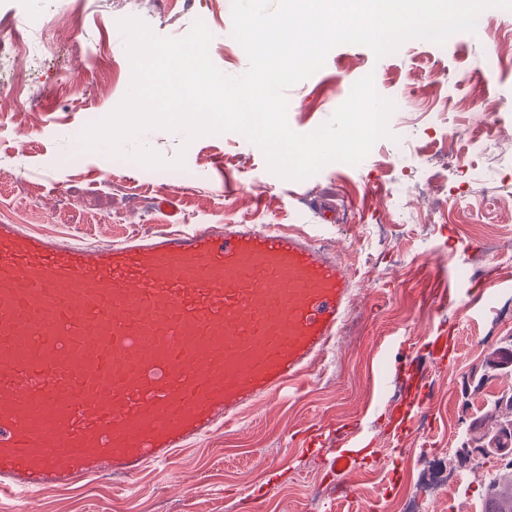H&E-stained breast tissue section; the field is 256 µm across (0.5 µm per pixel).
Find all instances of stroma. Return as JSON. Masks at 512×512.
Instances as JSON below:
<instances>
[{"mask_svg": "<svg viewBox=\"0 0 512 512\" xmlns=\"http://www.w3.org/2000/svg\"><path fill=\"white\" fill-rule=\"evenodd\" d=\"M78 20L67 40L33 58L14 42L0 62V218L63 239L100 245L201 224H278L329 244L354 275L356 296L338 335L308 369L298 395L261 401L168 465L144 471L131 490L92 478L25 498L0 496V512H369L404 492L429 499L418 450L438 447L435 472L453 471L466 512H481L483 484L499 462L454 465L461 430L488 400L512 388V374L477 386L490 346L512 336V11L489 8L472 33L443 44L406 41L384 57L363 45L333 48L322 68L287 92L293 131L307 134L373 75L377 92L401 105L356 165L332 162L288 181L269 172L259 147L237 133L197 138L152 130L146 146L164 158L185 151L184 169H146L99 152H79L90 112L113 110L128 90L130 62L117 26L136 16L161 36L186 35L195 19L213 34L209 53L224 73L246 72L232 38L231 0H0V40L25 20ZM500 57L499 67L482 63ZM39 90L32 108L13 81ZM490 145L474 151L476 141ZM173 198L178 216L158 210ZM410 222L391 229L395 202ZM436 261H429V253ZM461 289L447 303L443 292ZM439 357L426 379L398 373L408 354ZM364 436L368 453L354 477L357 502L340 498L328 476V432ZM277 490L257 492L268 481Z\"/></svg>", "mask_w": 512, "mask_h": 512, "instance_id": "stroma-1", "label": "stroma"}]
</instances>
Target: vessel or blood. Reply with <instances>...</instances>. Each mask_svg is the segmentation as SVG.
Returning a JSON list of instances; mask_svg holds the SVG:
<instances>
[{
	"instance_id": "1",
	"label": "vessel or blood",
	"mask_w": 512,
	"mask_h": 512,
	"mask_svg": "<svg viewBox=\"0 0 512 512\" xmlns=\"http://www.w3.org/2000/svg\"><path fill=\"white\" fill-rule=\"evenodd\" d=\"M354 292L310 234L187 224L98 247L0 222V492L131 488L299 390ZM362 446L336 449L335 477Z\"/></svg>"
}]
</instances>
